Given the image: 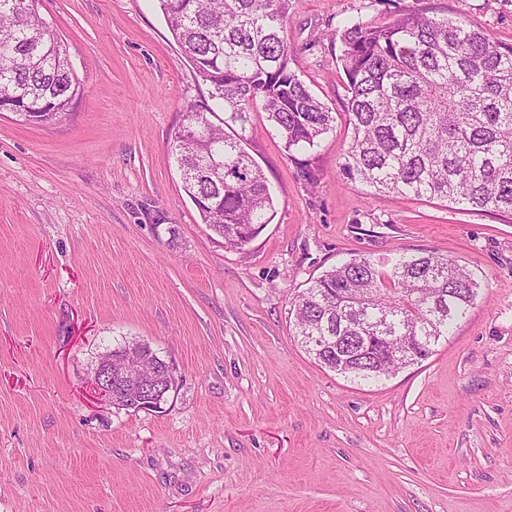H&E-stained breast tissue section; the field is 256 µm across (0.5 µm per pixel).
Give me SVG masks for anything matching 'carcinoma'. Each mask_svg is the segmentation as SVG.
<instances>
[{"label": "carcinoma", "instance_id": "carcinoma-1", "mask_svg": "<svg viewBox=\"0 0 512 512\" xmlns=\"http://www.w3.org/2000/svg\"><path fill=\"white\" fill-rule=\"evenodd\" d=\"M39 0H0V112L29 124L69 115L79 82ZM170 32L210 102L188 105L171 146L182 187L224 244L243 249L274 215L268 180L243 148L261 110L289 151L318 146L336 114L291 68L284 36L294 0H159ZM340 61L351 138L341 170L372 189L512 214V43L463 16L406 10L386 25L343 27ZM224 113L229 136L209 114ZM480 284L433 251L357 255L297 296L295 336L322 367L366 382L428 358L467 317ZM118 374L165 399L169 366L147 343L104 354ZM112 406L140 410V390L112 385Z\"/></svg>", "mask_w": 512, "mask_h": 512}]
</instances>
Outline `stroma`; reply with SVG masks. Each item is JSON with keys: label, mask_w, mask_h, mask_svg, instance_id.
<instances>
[{"label": "stroma", "mask_w": 512, "mask_h": 512, "mask_svg": "<svg viewBox=\"0 0 512 512\" xmlns=\"http://www.w3.org/2000/svg\"><path fill=\"white\" fill-rule=\"evenodd\" d=\"M512 43V0H299L293 69L336 114L286 152L245 149L274 197L245 248L202 224L171 140L199 89L158 0H41L81 94L68 117L0 114V512H512V216L397 195L340 170L351 131L337 30L416 6ZM431 250L479 296L433 355L373 385L320 367L294 301L354 255ZM170 366L157 408L94 392L99 354Z\"/></svg>", "instance_id": "obj_1"}]
</instances>
